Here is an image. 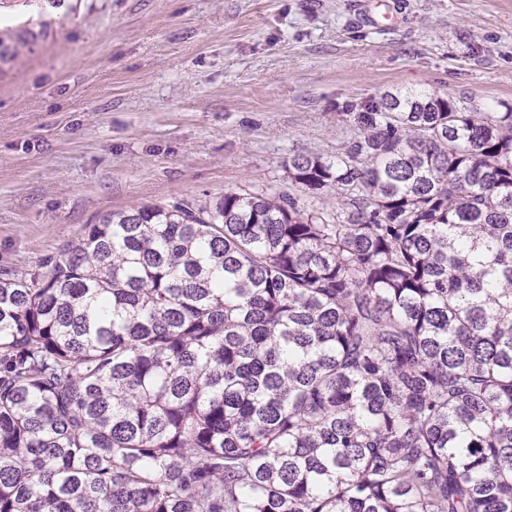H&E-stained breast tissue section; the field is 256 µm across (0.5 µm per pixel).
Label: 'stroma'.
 <instances>
[{"label": "stroma", "instance_id": "1", "mask_svg": "<svg viewBox=\"0 0 512 512\" xmlns=\"http://www.w3.org/2000/svg\"><path fill=\"white\" fill-rule=\"evenodd\" d=\"M40 0L50 24L0 73V279L85 225L227 192L322 199L288 160L335 154L385 92L512 102V0Z\"/></svg>", "mask_w": 512, "mask_h": 512}]
</instances>
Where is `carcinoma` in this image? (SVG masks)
Listing matches in <instances>:
<instances>
[{"instance_id": "cac0c4a2", "label": "carcinoma", "mask_w": 512, "mask_h": 512, "mask_svg": "<svg viewBox=\"0 0 512 512\" xmlns=\"http://www.w3.org/2000/svg\"><path fill=\"white\" fill-rule=\"evenodd\" d=\"M353 120L288 159L328 209L113 211L0 281V512H512V106Z\"/></svg>"}]
</instances>
